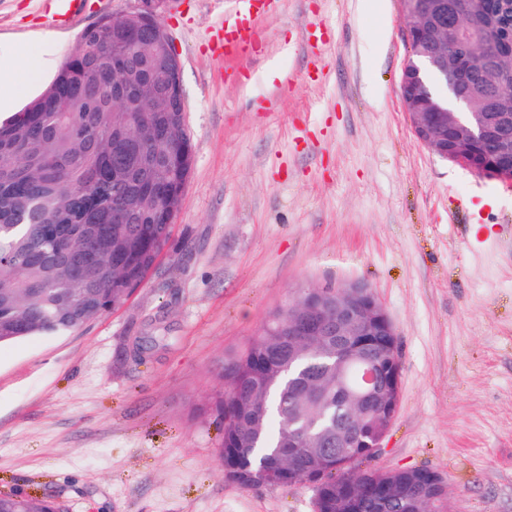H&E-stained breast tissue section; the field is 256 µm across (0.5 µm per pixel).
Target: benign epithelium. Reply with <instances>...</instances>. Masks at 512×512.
I'll list each match as a JSON object with an SVG mask.
<instances>
[{
  "instance_id": "obj_1",
  "label": "benign epithelium",
  "mask_w": 512,
  "mask_h": 512,
  "mask_svg": "<svg viewBox=\"0 0 512 512\" xmlns=\"http://www.w3.org/2000/svg\"><path fill=\"white\" fill-rule=\"evenodd\" d=\"M165 0H138V6L122 14L138 15L151 24L141 35L144 42H155L158 31L171 39L160 19ZM401 18L408 44L416 46L417 55L404 63L400 93L416 137L433 154L492 179L512 182V113L505 111L500 94L489 89L485 105L476 108L470 101L473 89L487 84V77L497 73L498 58L474 59L481 40L482 21L473 9L458 6L452 0H401ZM178 52H172L167 70L159 75L164 98L178 96L180 111L187 112L182 85L171 79L181 78ZM477 144L492 148L494 157L483 166L470 162L471 149ZM295 300L303 314L288 319L290 336H334L336 349L358 343L365 347L357 362L362 369L359 388L347 392L342 400L355 417L379 416L390 424L398 408L401 387V363L396 346V330L374 292L364 284L345 289L303 288ZM387 336L385 353L390 355L395 371L390 383L380 384L377 362L366 349L368 337Z\"/></svg>"
}]
</instances>
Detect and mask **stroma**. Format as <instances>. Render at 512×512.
<instances>
[{
	"label": "stroma",
	"mask_w": 512,
	"mask_h": 512,
	"mask_svg": "<svg viewBox=\"0 0 512 512\" xmlns=\"http://www.w3.org/2000/svg\"><path fill=\"white\" fill-rule=\"evenodd\" d=\"M137 0H0V73ZM232 0H169L194 163L170 240L118 307L0 346V494L64 512H315L308 485L227 482L225 359L302 288L368 285L397 332L398 409L371 467L441 474L449 512H512V183L431 154L400 96L399 0H278L248 61Z\"/></svg>",
	"instance_id": "1"
}]
</instances>
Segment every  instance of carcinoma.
Masks as SVG:
<instances>
[{
  "label": "carcinoma",
  "mask_w": 512,
  "mask_h": 512,
  "mask_svg": "<svg viewBox=\"0 0 512 512\" xmlns=\"http://www.w3.org/2000/svg\"><path fill=\"white\" fill-rule=\"evenodd\" d=\"M490 41L512 75V0H479ZM140 27L107 16L86 27L42 94L0 121V344L74 331L123 303L169 243L192 166L190 137L164 99H152L147 70L165 46L134 42ZM154 154L139 168L120 148ZM273 309L224 364L220 417L224 477L253 487L314 478L315 512H429L446 499L426 469L361 468L377 420L361 421L364 448L326 443L350 422L336 402L343 356L307 336V356L288 366V315ZM28 512H61L48 499Z\"/></svg>",
  "instance_id": "1"
}]
</instances>
